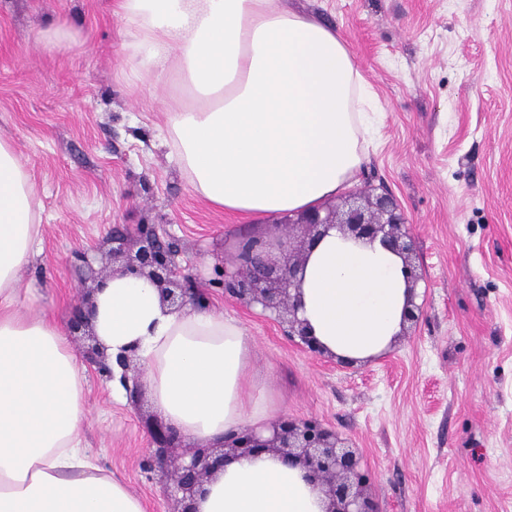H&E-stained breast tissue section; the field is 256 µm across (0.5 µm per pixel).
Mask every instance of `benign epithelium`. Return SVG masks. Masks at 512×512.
I'll return each mask as SVG.
<instances>
[{"instance_id": "1", "label": "benign epithelium", "mask_w": 512, "mask_h": 512, "mask_svg": "<svg viewBox=\"0 0 512 512\" xmlns=\"http://www.w3.org/2000/svg\"><path fill=\"white\" fill-rule=\"evenodd\" d=\"M277 225L284 228V235L275 241L250 236L240 242L235 269L224 270L221 284L224 293L238 302L258 304L277 312L289 341L320 359L351 366L328 352L298 316L308 254L331 229L354 241L378 239L402 259L408 288L403 331L418 323L421 307L415 302V288L422 279V271L415 241L393 198L381 195L373 199L370 193L357 191L348 196L341 209L320 206L298 213L295 220L284 218ZM112 243V260H122L117 272L149 279L157 286L162 301L174 308H209L206 289L195 287L191 275L176 264L173 245L155 229L138 224L132 230L113 235ZM71 333L91 340L88 359L100 377L112 380L113 368L118 366L123 383H133L136 392L141 389L139 378L131 380L128 376L134 352L112 357L92 332L87 315L72 322ZM261 452L278 455L304 468L307 476L321 487L327 499L326 512H375L367 490L369 477L361 468L357 451L317 421L288 417L272 426L267 437L245 430L220 448L198 444L190 449L188 457L173 459L169 474L175 492L181 494L178 512H195L196 496L224 468V463Z\"/></svg>"}]
</instances>
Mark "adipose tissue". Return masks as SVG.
Wrapping results in <instances>:
<instances>
[{"instance_id":"1","label":"adipose tissue","mask_w":512,"mask_h":512,"mask_svg":"<svg viewBox=\"0 0 512 512\" xmlns=\"http://www.w3.org/2000/svg\"><path fill=\"white\" fill-rule=\"evenodd\" d=\"M140 76L174 86L166 112L191 190L244 216L294 214L349 186L367 131L364 81L335 29L281 0H119ZM38 199L0 139V512H145L89 459L82 368L67 328L30 313L19 273L40 235ZM299 316L333 353L389 350L406 302L401 261L381 244L329 231L313 248ZM94 330L111 354L134 350L154 412L207 444L266 432L284 413L257 379L252 340L233 319L163 305L147 279L113 274ZM196 512H325L305 471L263 453L227 463Z\"/></svg>"}]
</instances>
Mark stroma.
Instances as JSON below:
<instances>
[{
	"label": "stroma",
	"instance_id": "35a3bbf8",
	"mask_svg": "<svg viewBox=\"0 0 512 512\" xmlns=\"http://www.w3.org/2000/svg\"><path fill=\"white\" fill-rule=\"evenodd\" d=\"M336 28L378 115L354 188L390 193L413 235L422 317L388 353L346 370L288 342L277 314L214 278L243 236L281 231L194 195L165 140L172 86L130 71L117 0H0V138L33 181L41 243L21 272L33 310L71 322L111 274L114 232L150 224L210 306L254 344L287 415L361 457L377 512H512V0H284ZM61 26L65 45L42 31ZM84 443L143 501L172 512L144 471L157 416L113 400L85 369Z\"/></svg>",
	"mask_w": 512,
	"mask_h": 512
}]
</instances>
